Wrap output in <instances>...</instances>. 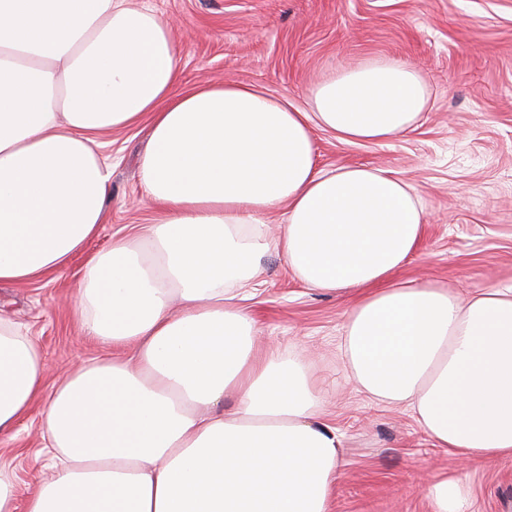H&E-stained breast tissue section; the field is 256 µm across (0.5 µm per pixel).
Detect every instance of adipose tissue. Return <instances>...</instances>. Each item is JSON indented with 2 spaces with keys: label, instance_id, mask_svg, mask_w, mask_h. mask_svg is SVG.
I'll list each match as a JSON object with an SVG mask.
<instances>
[{
  "label": "adipose tissue",
  "instance_id": "ef3b65f1",
  "mask_svg": "<svg viewBox=\"0 0 512 512\" xmlns=\"http://www.w3.org/2000/svg\"><path fill=\"white\" fill-rule=\"evenodd\" d=\"M172 27L127 0H0V283L63 271L105 222L99 135L139 125L155 223L83 266L74 316L129 359L93 358L51 393L32 337L0 317V431L41 402L52 475L27 512H330L343 435L304 360L254 347L242 307L276 249L308 288L353 290L348 367L409 409L435 447L512 457V288L461 301L396 279L424 214L383 170L316 164L314 128L346 143L410 129L420 74L374 62L332 75L310 109L244 84L178 90ZM283 207L277 239L266 217ZM432 512H472L455 479Z\"/></svg>",
  "mask_w": 512,
  "mask_h": 512
}]
</instances>
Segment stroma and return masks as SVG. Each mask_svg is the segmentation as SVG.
Returning a JSON list of instances; mask_svg holds the SVG:
<instances>
[{"mask_svg": "<svg viewBox=\"0 0 512 512\" xmlns=\"http://www.w3.org/2000/svg\"><path fill=\"white\" fill-rule=\"evenodd\" d=\"M173 28L181 89L234 82L285 95L309 108L312 87L359 64L397 59L422 75L423 119L385 141L346 144L313 132L319 167L363 165L411 184L425 213L402 280L452 289L461 299L512 287V0H132ZM112 163L106 220L59 274L0 286V316L31 336L51 365L53 387L81 361L103 356L73 316L86 254L133 236L157 213L145 198L137 155L143 128L103 135ZM247 303L262 346L299 353L312 365L322 409L344 435L343 474L331 512H431L429 483L461 480L473 512H512V457L469 464L431 441L400 406L378 402L350 377L342 353L352 293L303 286L276 251L260 261ZM17 505L47 475L38 410L0 435Z\"/></svg>", "mask_w": 512, "mask_h": 512, "instance_id": "obj_1", "label": "stroma"}]
</instances>
